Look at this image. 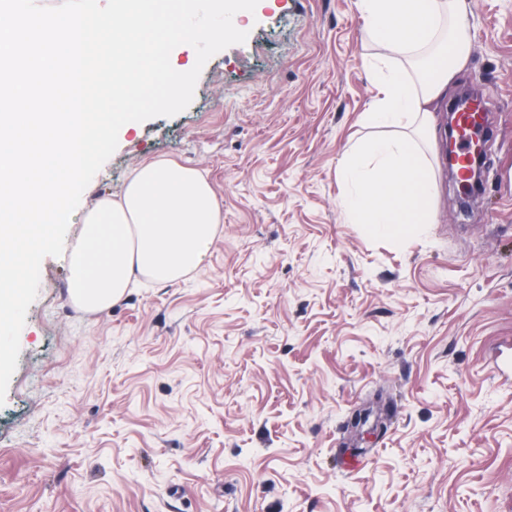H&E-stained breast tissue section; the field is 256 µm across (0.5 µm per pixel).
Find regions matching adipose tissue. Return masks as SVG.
I'll return each instance as SVG.
<instances>
[{
	"label": "adipose tissue",
	"mask_w": 512,
	"mask_h": 512,
	"mask_svg": "<svg viewBox=\"0 0 512 512\" xmlns=\"http://www.w3.org/2000/svg\"><path fill=\"white\" fill-rule=\"evenodd\" d=\"M379 47L376 93L363 121L380 128L351 144L339 165L348 220L402 238L432 221L435 179L426 155L433 103L469 58L447 28L466 0H356ZM221 222L217 195L196 169L167 161L137 167L121 191L81 217L70 256V291L87 311L108 308L141 279L167 284L203 266Z\"/></svg>",
	"instance_id": "obj_1"
}]
</instances>
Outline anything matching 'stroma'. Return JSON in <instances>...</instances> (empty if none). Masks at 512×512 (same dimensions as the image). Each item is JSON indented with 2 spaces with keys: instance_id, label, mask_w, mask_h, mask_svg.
<instances>
[{
  "instance_id": "obj_1",
  "label": "stroma",
  "mask_w": 512,
  "mask_h": 512,
  "mask_svg": "<svg viewBox=\"0 0 512 512\" xmlns=\"http://www.w3.org/2000/svg\"><path fill=\"white\" fill-rule=\"evenodd\" d=\"M433 112L434 221L349 223L377 48L355 0H259L194 99L119 133L84 209L142 162L204 173L222 212L184 280L88 312L45 257L0 405V512H512V0H467ZM477 88L488 176L461 209L448 108ZM386 428L357 437L352 412Z\"/></svg>"
}]
</instances>
